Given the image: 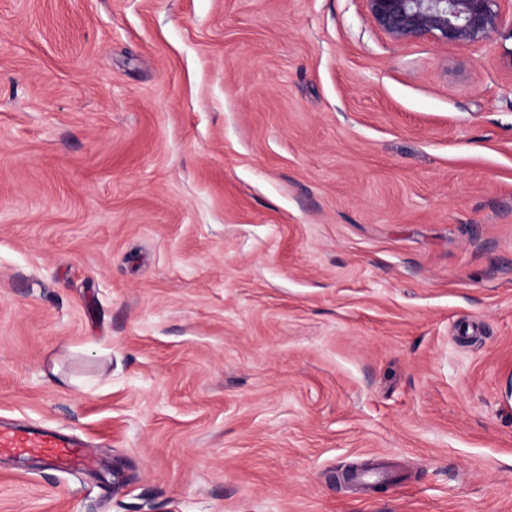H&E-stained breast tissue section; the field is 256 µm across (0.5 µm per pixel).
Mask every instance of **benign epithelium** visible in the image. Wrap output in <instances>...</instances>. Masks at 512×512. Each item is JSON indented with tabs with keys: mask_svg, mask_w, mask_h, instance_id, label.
<instances>
[{
	"mask_svg": "<svg viewBox=\"0 0 512 512\" xmlns=\"http://www.w3.org/2000/svg\"><path fill=\"white\" fill-rule=\"evenodd\" d=\"M374 24L392 41L431 39L481 48L512 39V0H365Z\"/></svg>",
	"mask_w": 512,
	"mask_h": 512,
	"instance_id": "1",
	"label": "benign epithelium"
}]
</instances>
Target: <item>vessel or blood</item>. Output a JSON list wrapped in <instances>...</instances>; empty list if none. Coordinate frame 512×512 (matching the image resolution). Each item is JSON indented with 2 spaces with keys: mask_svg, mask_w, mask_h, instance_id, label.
<instances>
[{
  "mask_svg": "<svg viewBox=\"0 0 512 512\" xmlns=\"http://www.w3.org/2000/svg\"><path fill=\"white\" fill-rule=\"evenodd\" d=\"M5 453L61 472L91 471L98 466L96 456L80 438L33 425L0 423V455Z\"/></svg>",
  "mask_w": 512,
  "mask_h": 512,
  "instance_id": "vessel-or-blood-1",
  "label": "vessel or blood"
}]
</instances>
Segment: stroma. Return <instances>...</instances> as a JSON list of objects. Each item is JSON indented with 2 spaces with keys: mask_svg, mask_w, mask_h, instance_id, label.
I'll list each match as a JSON object with an SVG mask.
<instances>
[{
  "mask_svg": "<svg viewBox=\"0 0 512 512\" xmlns=\"http://www.w3.org/2000/svg\"><path fill=\"white\" fill-rule=\"evenodd\" d=\"M0 420L105 464L0 512H512V39L0 0Z\"/></svg>",
  "mask_w": 512,
  "mask_h": 512,
  "instance_id": "1",
  "label": "stroma"
}]
</instances>
